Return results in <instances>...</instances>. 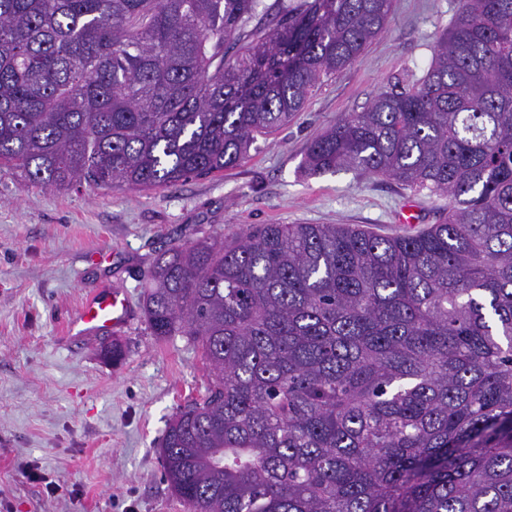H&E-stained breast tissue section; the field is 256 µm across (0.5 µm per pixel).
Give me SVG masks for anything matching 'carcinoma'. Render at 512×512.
<instances>
[{
    "mask_svg": "<svg viewBox=\"0 0 512 512\" xmlns=\"http://www.w3.org/2000/svg\"><path fill=\"white\" fill-rule=\"evenodd\" d=\"M391 0H0V168L147 190L241 165ZM450 205L382 236L253 224L154 260L143 315L202 352L159 454L193 512H512V0H462L419 83L312 140Z\"/></svg>",
    "mask_w": 512,
    "mask_h": 512,
    "instance_id": "carcinoma-1",
    "label": "carcinoma"
}]
</instances>
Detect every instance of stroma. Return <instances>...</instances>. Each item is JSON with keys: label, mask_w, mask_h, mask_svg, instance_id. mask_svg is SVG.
I'll list each match as a JSON object with an SVG mask.
<instances>
[{"label": "stroma", "mask_w": 512, "mask_h": 512, "mask_svg": "<svg viewBox=\"0 0 512 512\" xmlns=\"http://www.w3.org/2000/svg\"><path fill=\"white\" fill-rule=\"evenodd\" d=\"M460 0H395L384 33L319 86L240 166L141 191L55 190L0 171V512H192L159 459L166 424L205 391L201 349L153 336L141 312L161 249L253 224H349L380 235L438 221L447 198L352 170L311 176L308 144L372 97L426 74ZM120 288L134 317L121 334H66L80 305ZM119 340V362L102 349ZM36 469L68 494L48 495Z\"/></svg>", "instance_id": "stroma-1"}]
</instances>
